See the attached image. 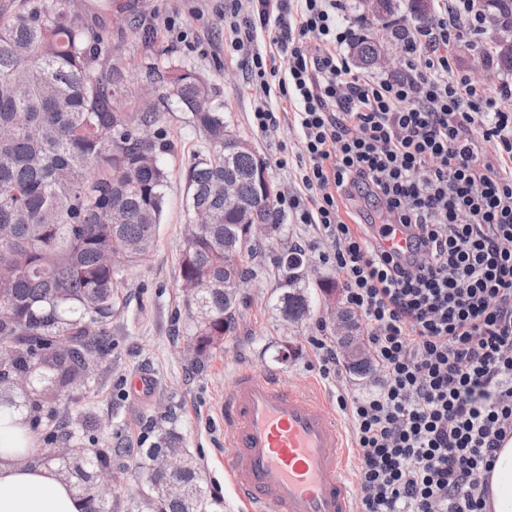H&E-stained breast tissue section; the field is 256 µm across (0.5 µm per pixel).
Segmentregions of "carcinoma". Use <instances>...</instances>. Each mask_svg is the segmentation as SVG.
Returning <instances> with one entry per match:
<instances>
[{
	"instance_id": "1",
	"label": "carcinoma",
	"mask_w": 512,
	"mask_h": 512,
	"mask_svg": "<svg viewBox=\"0 0 512 512\" xmlns=\"http://www.w3.org/2000/svg\"><path fill=\"white\" fill-rule=\"evenodd\" d=\"M359 65L372 66L376 42L353 44ZM166 83L206 146L187 174V207H210L213 223L186 241L180 282L190 325L188 341L205 369L224 344L239 295L231 282L248 279V225L224 211V175L238 177L242 202L274 231L283 224L272 180L254 178L264 162L212 104L207 81L191 69L168 71ZM124 77L112 64L111 29L89 16L81 0H0V350L18 355L16 367L39 373L38 384L16 385L0 371V404L26 410L25 423L40 429V411L59 390L85 382L87 360L104 352L124 288L121 270L108 259L112 238L128 242L126 263L155 247L169 172L161 156L171 142L157 128L160 113L123 102ZM297 252L281 258L276 310L292 323L310 315V284L296 274ZM184 454L182 436L158 427L148 448L116 437L104 448H84L85 462L59 469L77 490L84 512H107L96 494L95 472L117 458L141 454L154 462L155 496L139 504L148 512H209L193 462L183 475L189 495L163 491L164 457Z\"/></svg>"
}]
</instances>
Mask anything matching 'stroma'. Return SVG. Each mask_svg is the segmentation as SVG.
Instances as JSON below:
<instances>
[{
	"label": "stroma",
	"instance_id": "stroma-1",
	"mask_svg": "<svg viewBox=\"0 0 512 512\" xmlns=\"http://www.w3.org/2000/svg\"><path fill=\"white\" fill-rule=\"evenodd\" d=\"M95 14L119 17L112 28L114 64L124 75V84L136 102L150 104L160 112V128L173 143L162 163L170 172L166 205L154 250L136 265L127 267L123 301L107 322L111 346L95 359L86 383L63 393L56 408L71 417L72 425L58 431L59 447L83 446L79 425L83 417L99 424L100 444L113 435L149 447L155 426L170 418L182 435L188 454L195 460L201 484L209 498L218 503L217 512H245L224 473V421L220 408L235 374L243 369L265 372L301 389L315 398L335 401L339 389L357 394L382 382L385 373L374 366L367 375L350 370L335 374L322 365L318 342L333 345L329 331L320 325L321 301H314L310 317L302 324L282 321L274 305L280 293L277 259L289 249H300L310 283L336 279L329 258L331 248L313 224L287 218L277 231L258 239L253 261V286L241 294L235 320L220 350L199 372L187 369L181 351L186 343L187 313L180 288L178 259L190 222L184 202L186 172L203 140L186 123L174 100L163 95L159 82L151 80V67H184L202 76L211 86L214 100L224 117L246 138L265 162L281 194L299 191L295 178L301 153L300 133L286 113L270 133L256 131L251 114L256 104L245 54L225 52L232 32L224 22L226 0H82ZM394 15L369 13L364 0H348L345 18L359 36L380 44L391 41L393 24L413 27L407 0H397ZM151 40H143L142 32ZM149 375L153 386L148 394L134 389L140 375ZM104 479L112 485L108 498L111 512H130L132 501L150 492L146 472L136 461L121 458Z\"/></svg>",
	"mask_w": 512,
	"mask_h": 512
}]
</instances>
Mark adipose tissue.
I'll list each match as a JSON object with an SVG mask.
<instances>
[{
	"mask_svg": "<svg viewBox=\"0 0 512 512\" xmlns=\"http://www.w3.org/2000/svg\"><path fill=\"white\" fill-rule=\"evenodd\" d=\"M492 512H512V439L506 441L488 478ZM73 488L48 469L0 463V512H81Z\"/></svg>",
	"mask_w": 512,
	"mask_h": 512,
	"instance_id": "ef3b65f1",
	"label": "adipose tissue"
}]
</instances>
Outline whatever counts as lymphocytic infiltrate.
<instances>
[{
  "mask_svg": "<svg viewBox=\"0 0 512 512\" xmlns=\"http://www.w3.org/2000/svg\"><path fill=\"white\" fill-rule=\"evenodd\" d=\"M407 32V74L353 70L344 0H253L244 31L275 26L249 79L301 133L303 194L276 207L332 245L347 304L384 380L337 402L357 450L354 512H490L486 479L512 439V76L478 84L448 53L512 28V0H451ZM313 43H306V36ZM363 200L374 223L342 207ZM398 252L384 245L393 229Z\"/></svg>",
  "mask_w": 512,
  "mask_h": 512,
  "instance_id": "f902f5d3",
  "label": "lymphocytic infiltrate"
}]
</instances>
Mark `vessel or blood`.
Segmentation results:
<instances>
[{
	"label": "vessel or blood",
	"mask_w": 512,
	"mask_h": 512,
	"mask_svg": "<svg viewBox=\"0 0 512 512\" xmlns=\"http://www.w3.org/2000/svg\"><path fill=\"white\" fill-rule=\"evenodd\" d=\"M221 413L224 471L245 512H353L349 441L323 402L243 370Z\"/></svg>",
	"instance_id": "obj_1"
}]
</instances>
